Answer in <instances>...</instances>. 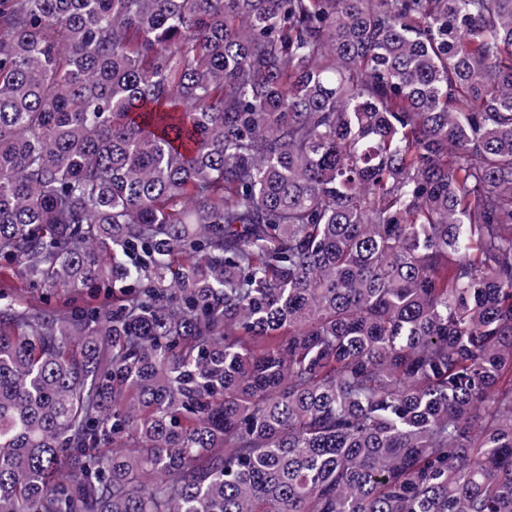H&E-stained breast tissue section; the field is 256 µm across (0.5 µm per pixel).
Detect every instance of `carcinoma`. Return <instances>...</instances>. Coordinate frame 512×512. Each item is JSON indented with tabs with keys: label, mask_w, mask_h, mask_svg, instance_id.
<instances>
[{
	"label": "carcinoma",
	"mask_w": 512,
	"mask_h": 512,
	"mask_svg": "<svg viewBox=\"0 0 512 512\" xmlns=\"http://www.w3.org/2000/svg\"><path fill=\"white\" fill-rule=\"evenodd\" d=\"M0 512H512V0H0ZM7 282L18 289L24 298L31 300L32 302H40L41 298L47 300L50 304H60L66 297L60 292H56L49 289H32L29 288L17 274V267L4 266L0 263V283Z\"/></svg>",
	"instance_id": "obj_1"
}]
</instances>
